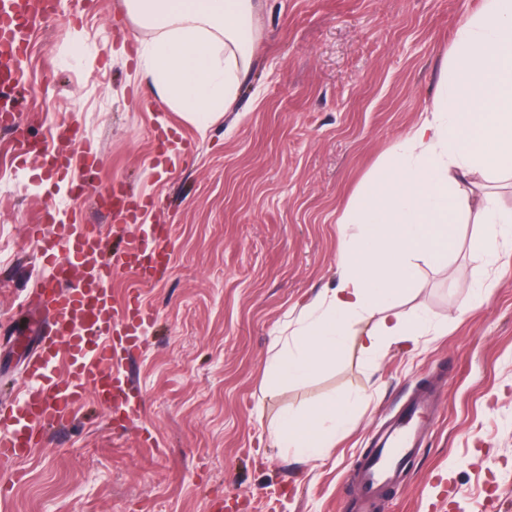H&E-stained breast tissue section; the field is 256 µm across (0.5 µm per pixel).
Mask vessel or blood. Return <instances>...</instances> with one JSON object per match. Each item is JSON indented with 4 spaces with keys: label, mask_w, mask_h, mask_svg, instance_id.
<instances>
[{
    "label": "vessel or blood",
    "mask_w": 512,
    "mask_h": 512,
    "mask_svg": "<svg viewBox=\"0 0 512 512\" xmlns=\"http://www.w3.org/2000/svg\"><path fill=\"white\" fill-rule=\"evenodd\" d=\"M54 12L55 0H0V85L14 94L27 92L20 61L31 34ZM0 125L12 131L17 156L40 158L47 173L67 177L77 158L86 171L95 168L97 151L77 129L68 130L69 147L60 150L32 136L16 111L0 112ZM103 196L114 202L120 221L136 227L119 258H106L98 226L64 218L55 208H46L42 223L31 228L44 244L43 257L51 270L35 305L53 320L34 338L25 368L28 388L0 413L1 461L28 456L46 430L72 421L86 397L124 409L129 419L140 413L130 402L133 383L124 360L140 349L141 333L153 320L142 290L171 263L168 233L162 224H139L142 204L125 186H112ZM120 275L126 278L121 307L111 288ZM61 362L66 373L59 376L54 368ZM433 401L430 391L418 392L375 435L371 452L354 470L357 491L350 512H375L384 491L401 483L430 430Z\"/></svg>",
    "instance_id": "obj_1"
}]
</instances>
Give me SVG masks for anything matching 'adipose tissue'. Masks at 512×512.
<instances>
[{
  "label": "adipose tissue",
  "mask_w": 512,
  "mask_h": 512,
  "mask_svg": "<svg viewBox=\"0 0 512 512\" xmlns=\"http://www.w3.org/2000/svg\"><path fill=\"white\" fill-rule=\"evenodd\" d=\"M128 15L152 29L139 55L142 82L171 109L206 128L238 96L260 29L254 0H126ZM453 66L439 99L360 185L343 221L358 227L339 252L336 287L326 289L269 366L273 378L302 381L334 364L353 321L380 318L360 347L378 359L382 340L426 333L422 317L397 309L416 283L412 260L450 256L463 223L482 229L471 258L484 265L512 224L488 195L467 189L469 175L512 177V0H483L459 24ZM354 397L284 415L275 433L301 458L329 453L351 421Z\"/></svg>",
  "instance_id": "1"
}]
</instances>
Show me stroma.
<instances>
[{"label": "stroma", "mask_w": 512, "mask_h": 512, "mask_svg": "<svg viewBox=\"0 0 512 512\" xmlns=\"http://www.w3.org/2000/svg\"><path fill=\"white\" fill-rule=\"evenodd\" d=\"M482 0H260L247 80L206 130L162 103L137 72L152 39L125 0H61L22 62L36 93L33 135L75 126L100 155L96 189L128 184L158 205L173 259L144 290L155 322L127 364L144 405L116 423L95 400L21 461L1 462L0 512H347L353 467L373 432L419 390L431 431L378 512H512V245L478 268L480 233L459 227L451 257L416 259L398 303L436 334L385 345L378 361L346 339L335 365L272 385L266 372L299 315L337 281L340 219L357 188L425 115L451 72L457 27ZM84 34L75 45L72 31ZM163 129L189 153L169 165ZM65 181L12 159L0 129V407L23 392L31 322L49 268L32 238ZM485 301L466 295L479 282ZM356 415L329 457L282 448L273 425L330 398Z\"/></svg>", "instance_id": "obj_1"}]
</instances>
